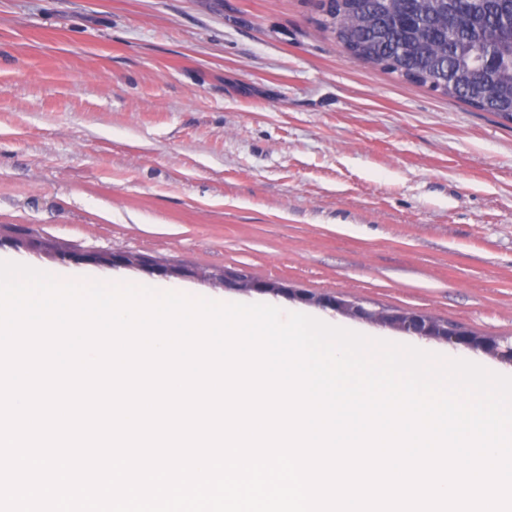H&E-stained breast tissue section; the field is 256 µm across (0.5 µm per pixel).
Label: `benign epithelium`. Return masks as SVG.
I'll list each match as a JSON object with an SVG mask.
<instances>
[{
	"label": "benign epithelium",
	"mask_w": 512,
	"mask_h": 512,
	"mask_svg": "<svg viewBox=\"0 0 512 512\" xmlns=\"http://www.w3.org/2000/svg\"><path fill=\"white\" fill-rule=\"evenodd\" d=\"M9 245L16 249H25L36 253H55L57 249L44 239L31 237L0 238V247ZM63 257L75 262H88L106 267L149 268L164 275L181 279H202V272L188 265H163L154 258L140 253L111 250L92 254H63ZM221 286L239 291H257L285 296L315 304L345 317L375 323L392 329L415 335L428 340L445 341L448 344L472 352H482L503 363L512 365V338L509 336H475L471 331L434 319L417 309L372 308L362 300L342 293H323L311 295L284 280H257L244 269L226 270L222 274Z\"/></svg>",
	"instance_id": "obj_1"
}]
</instances>
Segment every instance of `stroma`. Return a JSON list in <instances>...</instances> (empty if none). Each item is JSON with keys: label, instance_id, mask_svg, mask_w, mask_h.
<instances>
[{"label": "stroma", "instance_id": "35a3bbf8", "mask_svg": "<svg viewBox=\"0 0 512 512\" xmlns=\"http://www.w3.org/2000/svg\"><path fill=\"white\" fill-rule=\"evenodd\" d=\"M321 15V0H0V235L512 336V126L349 60Z\"/></svg>", "mask_w": 512, "mask_h": 512}]
</instances>
